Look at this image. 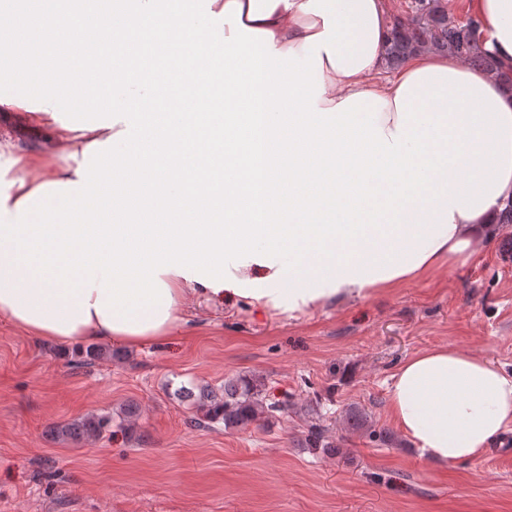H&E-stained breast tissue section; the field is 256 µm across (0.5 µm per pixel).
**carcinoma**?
Masks as SVG:
<instances>
[{
	"instance_id": "cac0c4a2",
	"label": "carcinoma",
	"mask_w": 512,
	"mask_h": 512,
	"mask_svg": "<svg viewBox=\"0 0 512 512\" xmlns=\"http://www.w3.org/2000/svg\"><path fill=\"white\" fill-rule=\"evenodd\" d=\"M413 19L405 24L391 21L390 39L385 49V61L391 67L400 66L408 57L425 49L450 53L456 58L492 73L512 84V63L500 59L486 48L487 32L483 21L471 17L465 22L448 18L443 0H412ZM174 395L187 404L192 415L187 423L193 427L209 428L224 423V428H245L254 423H269L295 408L288 398L268 399L262 383L247 375H237L224 381V390L193 381L177 388ZM348 425L356 431H365L383 445L394 443V436L385 430L371 428L365 413L351 411ZM112 427L107 417L87 415L64 421L53 427L56 437L64 440H94ZM306 443L311 448H326L340 452L335 441L318 424H311Z\"/></svg>"
}]
</instances>
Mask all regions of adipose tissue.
<instances>
[{
  "label": "adipose tissue",
  "instance_id": "ef3b65f1",
  "mask_svg": "<svg viewBox=\"0 0 512 512\" xmlns=\"http://www.w3.org/2000/svg\"><path fill=\"white\" fill-rule=\"evenodd\" d=\"M24 0L0 11V320L43 340L144 346L191 301L288 315L457 262L511 227L512 85L433 50L387 80L385 0ZM512 58V0H471ZM166 66L220 56L196 111ZM52 85L41 93V78ZM191 222L167 212L187 192ZM155 218L142 221L130 196ZM224 221L213 224L210 212ZM427 458L475 462L512 431V373L436 347L391 376Z\"/></svg>",
  "mask_w": 512,
  "mask_h": 512
}]
</instances>
